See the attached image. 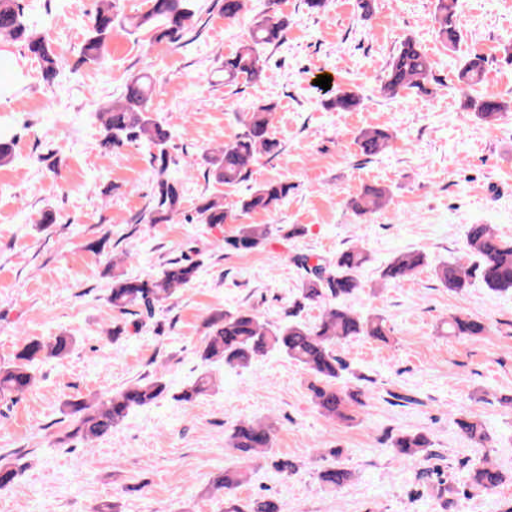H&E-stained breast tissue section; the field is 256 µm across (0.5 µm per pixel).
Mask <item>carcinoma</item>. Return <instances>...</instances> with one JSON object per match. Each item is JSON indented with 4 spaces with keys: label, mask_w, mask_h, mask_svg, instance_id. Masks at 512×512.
Listing matches in <instances>:
<instances>
[{
    "label": "carcinoma",
    "mask_w": 512,
    "mask_h": 512,
    "mask_svg": "<svg viewBox=\"0 0 512 512\" xmlns=\"http://www.w3.org/2000/svg\"><path fill=\"white\" fill-rule=\"evenodd\" d=\"M147 11L123 17L120 0H99L87 27L77 64L95 63L103 55L112 34L113 24L125 18L129 28L150 34L153 42L174 44L192 30L196 12L194 0H149ZM458 0H435L434 22L437 36L454 47L460 40L456 26ZM289 19L279 8V0H268L266 9L253 20L248 39L231 55L224 57L222 71L227 84L257 83L265 75V50L284 42ZM0 41L20 43L39 67L42 80L52 85L60 75L62 61L52 48L50 39L36 31L28 22L19 0H0ZM433 61L413 39L406 38L391 55L380 92L388 99L398 97L407 89L429 94V82L434 80ZM487 61L480 54L467 56L457 69L459 82L466 90L461 107L478 118L491 121L505 112H512V101L498 96L481 94L477 87L484 81ZM155 87L148 73L139 74L126 83L120 99L102 109L100 146L109 154L129 143L145 142L157 150L154 156L157 177L153 205L145 221L161 224L177 213L182 204L179 182L168 175L165 146L171 131L152 115L150 102ZM361 104V97L353 90H340L332 106L350 112ZM277 105L260 101L252 106L244 121V131L224 145L207 150L202 160L207 175L214 182L234 185L242 180L251 166L262 156H275L280 143L272 136V120ZM392 133L386 128L364 129L358 136L362 153L368 157L384 153ZM294 185L286 180H270L258 186L255 192L238 207L224 206L222 196H204L195 207L201 224H234L239 217L254 211L271 212L283 203ZM390 200L389 190L377 185L368 186L349 201L358 216H365L384 208ZM270 235L267 227L241 224L234 235L224 239V245L238 253L261 250ZM467 254L477 257L471 263L467 258H456L435 269L443 287L459 293L471 281L479 278L485 286L498 294L512 296V238L498 235L489 224H471L466 233ZM367 253L350 248L336 254V260L299 255L294 261L305 271L299 288V300L288 311L287 320L270 323L251 308L233 311H215L207 318L210 332L199 351L203 364L220 362L231 370L245 369L254 361L276 352L298 363L313 381L310 384L312 400L321 413L340 420L351 419V407L363 402L354 392L337 387L345 365L336 353V345L356 337L386 341L390 329L382 315L364 317L343 301L362 288L359 272L368 262ZM426 265L421 253H399L382 269V278L400 282ZM198 265L188 260H172L161 270L147 277H112L107 302L121 316L137 315L139 327L155 316L157 308L170 299L177 289L189 285L196 277ZM323 304L322 314L313 322L298 319L305 307ZM448 335L458 338H477L487 333V325L469 316L456 315L447 323ZM70 336L26 338L16 351L12 362L0 366V399H12L29 391L36 382L35 367L45 361L61 359L72 349ZM212 385L210 376L202 373L192 385L176 397L185 404L192 403ZM168 391L164 375L143 377L119 390L113 391L92 405L84 401L66 403L64 414L69 417L76 437L91 446L112 432L135 408L159 401ZM459 432L483 446L489 434L482 424L465 416L455 419ZM273 428L261 421L247 420L236 424L228 438L229 447L241 458H249L271 447ZM433 443L421 432L399 431L390 437V448L403 459L432 457ZM22 467L0 459V489L10 486ZM353 473L338 462L328 464L319 472V479L330 490L336 491L348 484ZM248 471L226 467L213 476L210 490L224 495L225 512H287L286 504L273 497L261 496L239 504L234 491L247 482ZM505 480L503 472L485 462L469 469L462 484V493L475 490L490 494Z\"/></svg>",
    "instance_id": "cac0c4a2"
}]
</instances>
